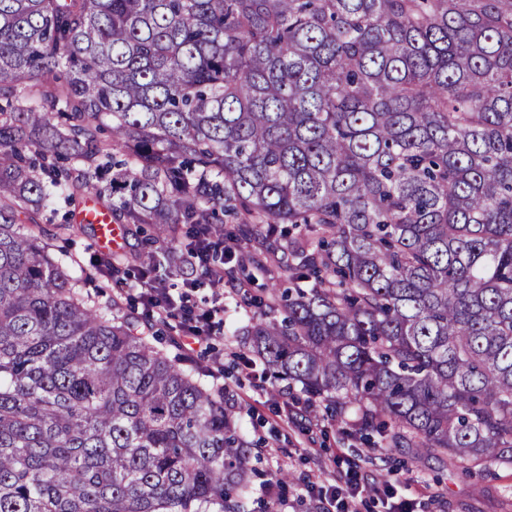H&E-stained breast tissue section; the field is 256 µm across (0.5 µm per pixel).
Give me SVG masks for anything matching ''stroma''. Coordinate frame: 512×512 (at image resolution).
I'll use <instances>...</instances> for the list:
<instances>
[{
    "label": "stroma",
    "mask_w": 512,
    "mask_h": 512,
    "mask_svg": "<svg viewBox=\"0 0 512 512\" xmlns=\"http://www.w3.org/2000/svg\"><path fill=\"white\" fill-rule=\"evenodd\" d=\"M287 286V280L275 273L254 268L244 276L236 273L234 263H226L220 292L205 285L193 294L201 306L210 305L215 295L224 297V322L214 330L206 354L185 358L170 333L157 343L184 369L223 360V383L237 398L244 434L253 445L261 472L252 484V512L268 508L265 478L273 476L283 482L281 512H316L310 482L340 488L351 475L362 483L358 512H389L395 498L409 502L410 512H512V467L496 466L490 476L476 479L437 457H416L411 448L384 454L358 439L344 437L342 421L324 403H307L299 390L282 391L269 376L245 369L236 357L238 344L232 331L247 324L257 311L242 301L243 292L258 294L265 288Z\"/></svg>",
    "instance_id": "stroma-1"
}]
</instances>
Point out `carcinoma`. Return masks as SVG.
<instances>
[{
    "label": "carcinoma",
    "mask_w": 512,
    "mask_h": 512,
    "mask_svg": "<svg viewBox=\"0 0 512 512\" xmlns=\"http://www.w3.org/2000/svg\"><path fill=\"white\" fill-rule=\"evenodd\" d=\"M92 196L294 282L241 358L378 447L512 466V0H0V512H248L233 394L20 224ZM241 222L224 227L219 214Z\"/></svg>",
    "instance_id": "carcinoma-1"
}]
</instances>
